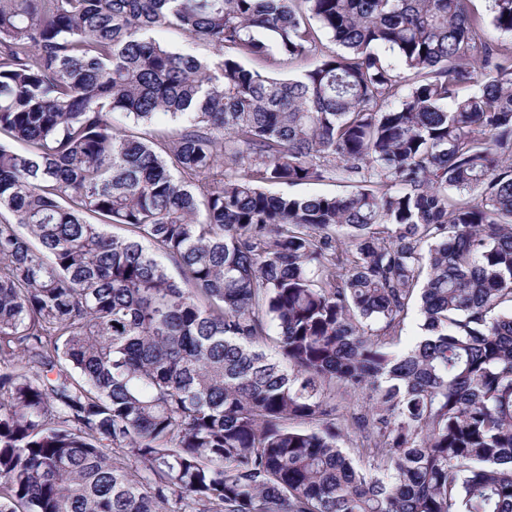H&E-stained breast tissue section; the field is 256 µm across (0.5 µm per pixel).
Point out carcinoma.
<instances>
[{
	"mask_svg": "<svg viewBox=\"0 0 512 512\" xmlns=\"http://www.w3.org/2000/svg\"><path fill=\"white\" fill-rule=\"evenodd\" d=\"M0 512H512V47L466 0H0ZM153 36L178 50L182 51L191 48L196 54L200 56L209 57L211 59L213 58V54L208 47L202 44L190 45L184 35H182V33L177 30L170 29L157 31L153 34ZM267 190L271 193H289L299 196H311L317 194L335 193L339 190L332 183L324 184H303L296 186H286L281 184H272L267 186Z\"/></svg>",
	"mask_w": 512,
	"mask_h": 512,
	"instance_id": "obj_1",
	"label": "carcinoma"
}]
</instances>
